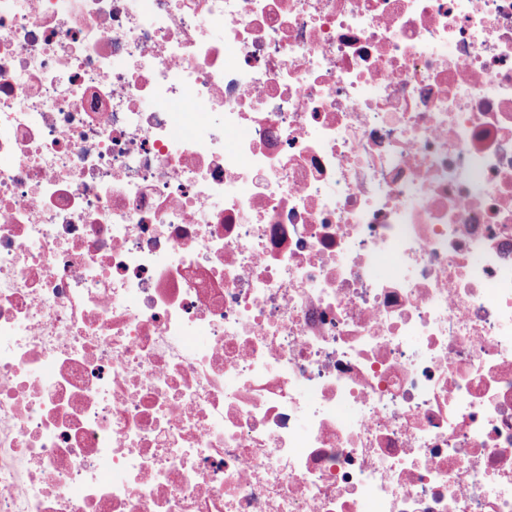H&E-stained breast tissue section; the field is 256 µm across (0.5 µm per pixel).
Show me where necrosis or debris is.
Here are the masks:
<instances>
[{
  "mask_svg": "<svg viewBox=\"0 0 512 512\" xmlns=\"http://www.w3.org/2000/svg\"><path fill=\"white\" fill-rule=\"evenodd\" d=\"M0 512H512V0H0Z\"/></svg>",
  "mask_w": 512,
  "mask_h": 512,
  "instance_id": "4bbe7bcc",
  "label": "necrosis or debris"
}]
</instances>
